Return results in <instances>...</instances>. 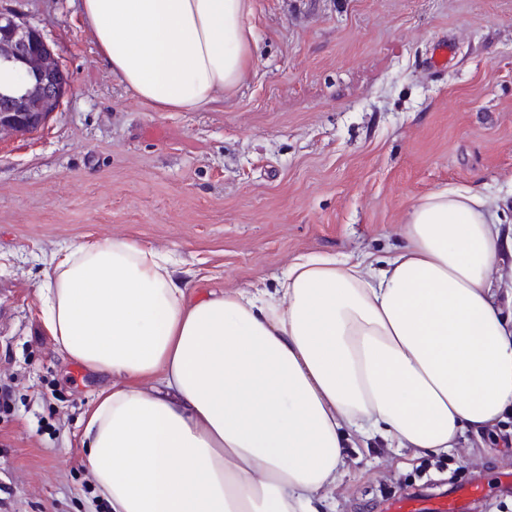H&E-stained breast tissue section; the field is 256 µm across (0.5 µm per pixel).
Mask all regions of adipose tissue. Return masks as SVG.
Here are the masks:
<instances>
[{"instance_id":"adipose-tissue-1","label":"adipose tissue","mask_w":512,"mask_h":512,"mask_svg":"<svg viewBox=\"0 0 512 512\" xmlns=\"http://www.w3.org/2000/svg\"><path fill=\"white\" fill-rule=\"evenodd\" d=\"M98 51L157 112L245 79L252 0H81ZM175 254L86 238L39 289L64 361L104 377L81 444L112 512H318L343 450L457 447L512 407V227L475 187L411 209L403 242L308 255L261 288L192 293Z\"/></svg>"}]
</instances>
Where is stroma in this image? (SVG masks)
Masks as SVG:
<instances>
[{
  "mask_svg": "<svg viewBox=\"0 0 512 512\" xmlns=\"http://www.w3.org/2000/svg\"><path fill=\"white\" fill-rule=\"evenodd\" d=\"M71 79L38 132L0 140V512H110L79 443L101 383L63 362L40 314L51 255L94 235L173 252L187 288H272L303 255L382 258L412 206L482 189L512 217V0H254L234 92L157 112L123 85L79 0H0ZM453 45L447 67L430 59ZM512 412L462 448L344 450L321 512H386L473 481L512 512Z\"/></svg>",
  "mask_w": 512,
  "mask_h": 512,
  "instance_id": "stroma-1",
  "label": "stroma"
}]
</instances>
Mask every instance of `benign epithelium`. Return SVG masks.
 <instances>
[{"mask_svg":"<svg viewBox=\"0 0 512 512\" xmlns=\"http://www.w3.org/2000/svg\"><path fill=\"white\" fill-rule=\"evenodd\" d=\"M12 22L13 39L11 54L21 58L31 70L53 74L52 91L56 107H61L70 89V79L62 68L58 57L43 36L28 25L14 23L12 12L0 7V20ZM51 113L42 112L28 118H4L0 120V138L10 135H27L41 129Z\"/></svg>","mask_w":512,"mask_h":512,"instance_id":"1","label":"benign epithelium"}]
</instances>
